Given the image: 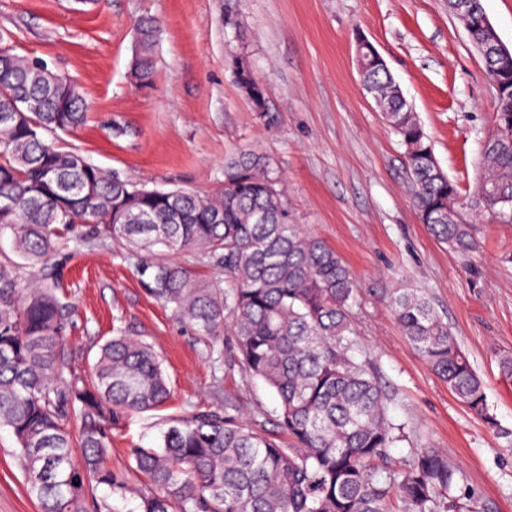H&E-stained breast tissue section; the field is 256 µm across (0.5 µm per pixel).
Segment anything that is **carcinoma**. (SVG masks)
Segmentation results:
<instances>
[{"label":"carcinoma","instance_id":"obj_1","mask_svg":"<svg viewBox=\"0 0 512 512\" xmlns=\"http://www.w3.org/2000/svg\"><path fill=\"white\" fill-rule=\"evenodd\" d=\"M159 27L138 26L131 75L154 76ZM236 82L257 118L265 92L233 59ZM367 92L400 137L413 204L438 242L467 254L483 218L512 224V112H497L482 147L484 175L462 199L439 164L417 113L390 72L376 64ZM0 428L16 441L26 488L40 512H455L457 468L435 448H414L400 468H382L405 426L387 412L376 365L362 356L353 326L357 288L349 266L295 222L273 157L243 150L224 163V187L209 194L160 190L122 179L58 135L86 121L76 82L13 51L0 38ZM117 242L133 252L199 250L224 273L204 280L166 258L139 266L148 292L205 342L227 336L228 367L262 381L277 403V433L265 413L224 407L163 420L157 445H136L112 464V430L129 413L171 397L152 344L120 330L96 343L88 369L67 340L72 305L57 273L70 243ZM40 277L21 287L24 268ZM402 334L472 414L496 427L485 384L457 336L422 289L390 298ZM135 508L117 506L128 496Z\"/></svg>","mask_w":512,"mask_h":512}]
</instances>
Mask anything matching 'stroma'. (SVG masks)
I'll list each match as a JSON object with an SVG mask.
<instances>
[{"label":"stroma","instance_id":"35a3bbf8","mask_svg":"<svg viewBox=\"0 0 512 512\" xmlns=\"http://www.w3.org/2000/svg\"><path fill=\"white\" fill-rule=\"evenodd\" d=\"M228 16L240 28L225 26ZM144 17L161 23L148 87L129 72ZM3 30L18 54L80 84L87 122L59 144L107 171L207 193L223 185L224 161L238 151L277 156L297 223L335 248L357 281V339L387 386L389 415L408 432L390 465L412 449H438L485 512H512V382L498 372L499 356L512 353V224H477L479 246L465 255L437 242L413 206L404 148L357 72L361 35L385 59L449 178L472 193L494 88L447 0H0ZM235 56L262 84L271 124L241 93ZM116 122L125 136L113 137ZM148 258L113 242L85 245L63 270L79 366L93 342L120 328L154 346L173 391L167 410L129 416L114 432L116 465L130 444L157 437L165 415L210 408L228 393L269 415L277 406L241 370L215 381L203 342L143 286L137 267ZM396 288L428 293L484 379L494 424L461 406L407 342L388 304ZM14 449L1 429L0 512H39Z\"/></svg>","mask_w":512,"mask_h":512}]
</instances>
